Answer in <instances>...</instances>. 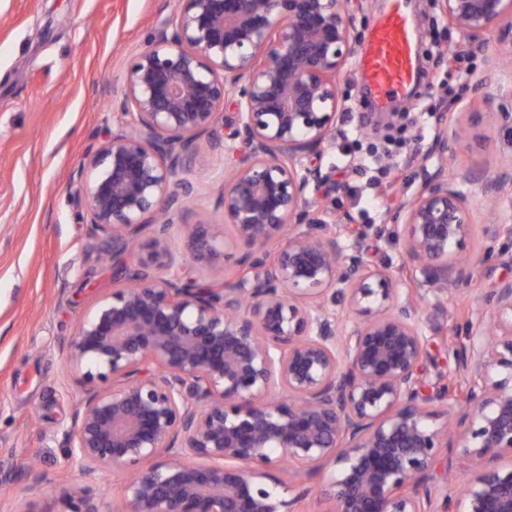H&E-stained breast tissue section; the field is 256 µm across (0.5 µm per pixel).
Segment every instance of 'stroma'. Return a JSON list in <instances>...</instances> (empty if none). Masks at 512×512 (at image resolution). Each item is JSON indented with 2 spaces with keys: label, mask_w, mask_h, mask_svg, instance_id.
<instances>
[{
  "label": "stroma",
  "mask_w": 512,
  "mask_h": 512,
  "mask_svg": "<svg viewBox=\"0 0 512 512\" xmlns=\"http://www.w3.org/2000/svg\"><path fill=\"white\" fill-rule=\"evenodd\" d=\"M174 7L173 0H0V462L12 469L11 481L0 484V512L29 501L37 512H60L79 471L67 434L81 388L62 347L117 282L73 192L87 159L130 123L122 108L130 62ZM408 10L417 29L434 35L420 44L424 90L416 99L424 112L390 123L374 116L357 64L349 62L339 77L346 109L319 163L338 187L328 204L366 231L365 259L395 266L403 243L390 216L420 184L421 149L441 126L460 130L448 173L471 204L474 234L463 251L473 264L449 295L447 316L424 328L432 384L456 375L454 352L468 342L472 301L512 278V237L486 232L491 224L512 225V197L490 205L483 189L486 179L512 172V118L458 92L461 73H485L495 105L512 104V42L495 29L481 51L450 61L436 46L454 45L460 35L433 0H408ZM374 154L378 164L364 167ZM224 168L208 140L198 139L195 191L175 218L176 245L192 225L223 223ZM374 179L393 184L378 203L362 195Z\"/></svg>",
  "instance_id": "obj_1"
}]
</instances>
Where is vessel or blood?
<instances>
[{
  "label": "vessel or blood",
  "mask_w": 512,
  "mask_h": 512,
  "mask_svg": "<svg viewBox=\"0 0 512 512\" xmlns=\"http://www.w3.org/2000/svg\"><path fill=\"white\" fill-rule=\"evenodd\" d=\"M415 28L404 0H390L371 31L358 68L378 108L395 97H409L417 76Z\"/></svg>",
  "instance_id": "vessel-or-blood-1"
}]
</instances>
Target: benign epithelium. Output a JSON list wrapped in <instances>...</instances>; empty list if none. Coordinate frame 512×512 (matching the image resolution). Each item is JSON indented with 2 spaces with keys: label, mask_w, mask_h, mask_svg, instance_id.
<instances>
[{
  "label": "benign epithelium",
  "mask_w": 512,
  "mask_h": 512,
  "mask_svg": "<svg viewBox=\"0 0 512 512\" xmlns=\"http://www.w3.org/2000/svg\"><path fill=\"white\" fill-rule=\"evenodd\" d=\"M434 2L462 35L460 53L512 19V0ZM353 21L349 0H178L133 60V122L74 190L126 285L99 297L64 345L83 395L69 432L79 478L63 512H102L88 483L108 468L129 474L120 512H303L312 468L326 474L320 512H512V279L479 297L460 380L432 390L423 372V292H447L471 268L460 256L470 201L448 176L457 131L434 136L418 192L397 208L394 272L370 267L363 231L310 195L327 182L311 158L344 110ZM229 100L237 121L224 136ZM202 136L229 161L232 235L197 224L183 254L171 231ZM511 187L503 173L484 193ZM147 228L149 252L135 257ZM228 249L239 253L234 277L189 276ZM338 307L358 321L342 324ZM452 399L443 422L438 407ZM450 448L468 465L459 494L433 474ZM283 461L284 489L270 473Z\"/></svg>",
  "instance_id": "1"
}]
</instances>
